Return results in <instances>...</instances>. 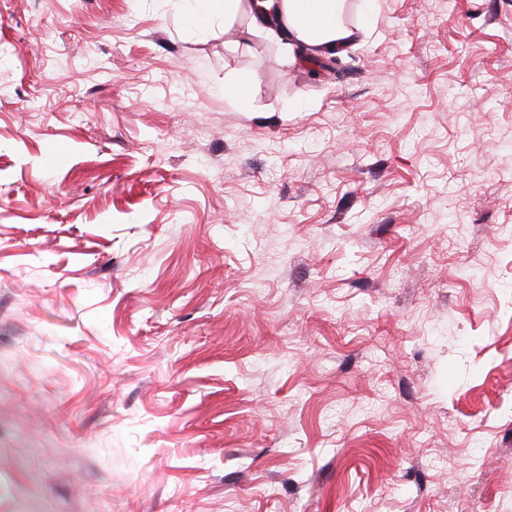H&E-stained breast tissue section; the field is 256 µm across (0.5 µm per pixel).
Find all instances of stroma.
Wrapping results in <instances>:
<instances>
[{"mask_svg":"<svg viewBox=\"0 0 512 512\" xmlns=\"http://www.w3.org/2000/svg\"><path fill=\"white\" fill-rule=\"evenodd\" d=\"M346 17L0 0V512H512V0ZM194 0L189 23L203 36L217 17L224 19V31L236 34L261 32L272 17L279 31L288 38L290 49L313 48L312 54L345 52L357 45L361 29L343 20L346 0ZM256 4L274 14L262 13Z\"/></svg>","mask_w":512,"mask_h":512,"instance_id":"35a3bbf8","label":"stroma"}]
</instances>
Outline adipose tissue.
Returning <instances> with one entry per match:
<instances>
[{
    "label": "adipose tissue",
    "mask_w": 512,
    "mask_h": 512,
    "mask_svg": "<svg viewBox=\"0 0 512 512\" xmlns=\"http://www.w3.org/2000/svg\"><path fill=\"white\" fill-rule=\"evenodd\" d=\"M189 23L208 34L216 18L225 29L239 34L259 32L264 22L275 20L289 48L308 47L336 54L357 45L361 30L346 23V0H194Z\"/></svg>",
    "instance_id": "1"
}]
</instances>
